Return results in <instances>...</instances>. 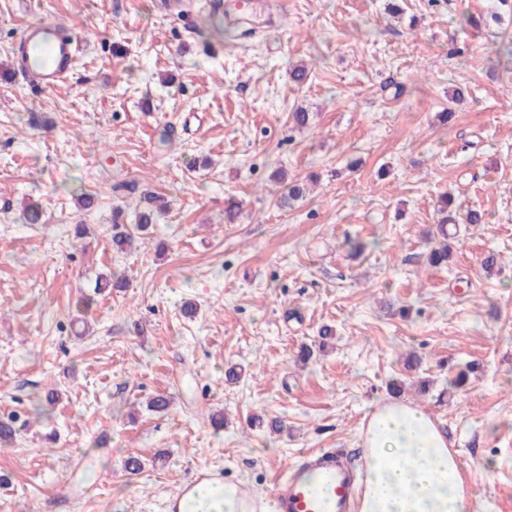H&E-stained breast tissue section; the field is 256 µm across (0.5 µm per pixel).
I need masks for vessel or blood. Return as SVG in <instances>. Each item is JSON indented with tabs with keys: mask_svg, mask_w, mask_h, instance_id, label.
<instances>
[{
	"mask_svg": "<svg viewBox=\"0 0 512 512\" xmlns=\"http://www.w3.org/2000/svg\"><path fill=\"white\" fill-rule=\"evenodd\" d=\"M81 51L74 33L43 20L27 25L16 44L15 72L35 88L48 91L71 74ZM354 466L333 450L308 453L302 468L278 481L277 512H352Z\"/></svg>",
	"mask_w": 512,
	"mask_h": 512,
	"instance_id": "obj_1",
	"label": "vessel or blood"
}]
</instances>
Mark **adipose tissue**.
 <instances>
[{
  "instance_id": "ef3b65f1",
  "label": "adipose tissue",
  "mask_w": 512,
  "mask_h": 512,
  "mask_svg": "<svg viewBox=\"0 0 512 512\" xmlns=\"http://www.w3.org/2000/svg\"><path fill=\"white\" fill-rule=\"evenodd\" d=\"M359 445V512H476L447 434L423 409L405 402L373 407ZM174 501L177 512H274L270 497L219 477L192 483Z\"/></svg>"
}]
</instances>
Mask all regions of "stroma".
Here are the masks:
<instances>
[{
    "label": "stroma",
    "mask_w": 512,
    "mask_h": 512,
    "mask_svg": "<svg viewBox=\"0 0 512 512\" xmlns=\"http://www.w3.org/2000/svg\"><path fill=\"white\" fill-rule=\"evenodd\" d=\"M240 2L0 0V420L16 428L0 512H167L203 472L269 495L316 448L359 467L395 383L483 512H512V58L489 51L512 0H404L397 17L386 0ZM40 19L83 44L50 91L11 76ZM293 181L306 195L281 206ZM147 189L168 211L113 251L114 209L133 224ZM445 192L485 221L434 266ZM113 273L128 288L95 290ZM158 394L169 408L148 410Z\"/></svg>",
    "instance_id": "obj_1"
}]
</instances>
